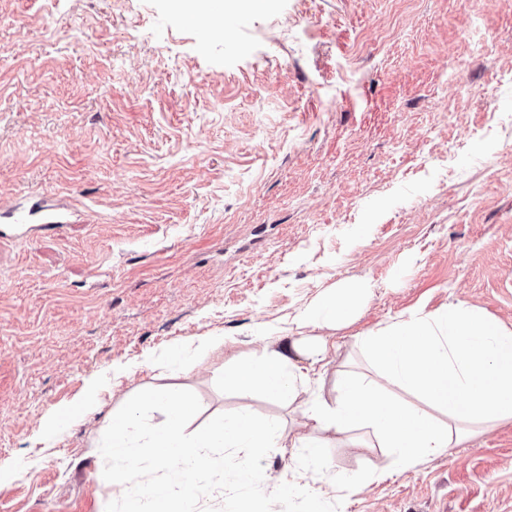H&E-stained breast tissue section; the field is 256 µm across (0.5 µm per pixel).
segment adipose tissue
<instances>
[{
    "mask_svg": "<svg viewBox=\"0 0 512 512\" xmlns=\"http://www.w3.org/2000/svg\"><path fill=\"white\" fill-rule=\"evenodd\" d=\"M362 345L390 382L416 389L444 408L447 422L395 404L373 384L346 383L334 401L305 408L311 431L300 439L304 447H324L328 434L361 422L394 448L395 467L405 470L464 439L465 425L512 418V332L464 305L449 307L436 318L415 316L384 326L365 336ZM299 351L292 342L242 363L234 374L241 395L259 387L273 398L293 400L296 382L286 367Z\"/></svg>",
    "mask_w": 512,
    "mask_h": 512,
    "instance_id": "1",
    "label": "adipose tissue"
}]
</instances>
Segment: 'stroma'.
<instances>
[{
	"mask_svg": "<svg viewBox=\"0 0 512 512\" xmlns=\"http://www.w3.org/2000/svg\"><path fill=\"white\" fill-rule=\"evenodd\" d=\"M202 35L174 0H0V512H105L102 436L145 389L191 429L279 421L265 492L339 512H512V419L396 470L303 410L381 382L361 339L462 304L512 331V0H266ZM62 209L63 226L44 230ZM364 286L348 318L301 312ZM327 359L313 362L319 340ZM300 341L293 402L239 363ZM360 449H349V441Z\"/></svg>",
	"mask_w": 512,
	"mask_h": 512,
	"instance_id": "obj_1",
	"label": "stroma"
}]
</instances>
